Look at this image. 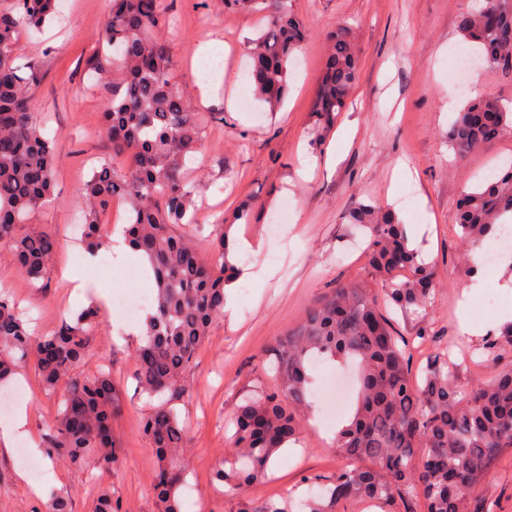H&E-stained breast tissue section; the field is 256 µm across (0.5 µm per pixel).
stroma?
Listing matches in <instances>:
<instances>
[{
    "label": "stroma",
    "mask_w": 512,
    "mask_h": 512,
    "mask_svg": "<svg viewBox=\"0 0 512 512\" xmlns=\"http://www.w3.org/2000/svg\"><path fill=\"white\" fill-rule=\"evenodd\" d=\"M165 37L174 61V80L188 90L204 116L202 146L188 168L197 185L199 221L179 226L194 240L203 258L219 224L230 226V262L237 274L226 289L223 318L211 327L189 375V395L174 408L189 430L187 475L179 490L183 512H235L236 500L224 494L213 474L231 452L224 424L237 404L268 381L275 342L293 333L306 313L332 288L354 283L373 295L385 287L360 249L361 233L348 224V212L361 203L394 209L410 242L435 271L434 298L423 319L441 344L451 347L461 367L457 380L468 388L495 368L512 365V350L489 355L485 331L492 314L471 299V315L482 335L461 339L458 307L473 280L501 288L512 268L470 274L468 247L454 227L460 194L476 185L489 167L512 166V131L489 146L458 153L448 143L454 118L446 104L462 109L470 93L461 91L449 70L453 55L466 43L457 18L479 8L482 0H288L308 36L291 68L289 90L277 110L257 98H244L240 74L247 68L246 47L269 21V14L224 9L220 0H167ZM61 24L37 33L22 32L16 62L39 73L31 105L52 139L57 157L56 183L49 203L28 222L50 232L57 244L47 275L32 280L14 264L7 242L0 241V291L17 299L34 335L56 331L82 309L97 304L98 292L115 294L144 282L140 265L99 264L84 269L80 186L94 167L111 158L116 171L127 166L113 155L99 133V114L111 85L92 84L85 60L97 46L111 0H62ZM350 27L360 60V79L335 125L317 133L311 112L323 72L329 40L338 25ZM209 44L224 59L221 80L201 77L194 50ZM411 182H403L400 163ZM288 219L278 232L270 226L280 213ZM269 268L271 278L252 279ZM112 309L95 331L84 375L112 372L122 411L112 424L119 457L112 471L69 467L48 455L45 437L58 415V397L40 385L34 364L13 384L23 392L27 416L20 443L42 459L47 478L34 486L16 451L0 452V512H45L50 490L67 493L72 512H91L100 490L109 489L124 512H157L148 489L157 467L139 424L153 408L137 392L132 374L137 339L114 334L124 321ZM349 368L327 360L311 368V407L298 445L280 451L265 481L246 495L265 499L292 494L303 499L304 477H326L340 461L330 447L329 428L318 414L330 402L329 382ZM481 491L495 512H512V449L502 451L482 480Z\"/></svg>",
    "instance_id": "stroma-1"
}]
</instances>
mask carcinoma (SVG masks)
Masks as SVG:
<instances>
[{
  "label": "carcinoma",
  "instance_id": "cac0c4a2",
  "mask_svg": "<svg viewBox=\"0 0 512 512\" xmlns=\"http://www.w3.org/2000/svg\"><path fill=\"white\" fill-rule=\"evenodd\" d=\"M275 3L271 24L250 44L247 71L252 92L272 111L288 93L294 53L307 38L288 11V0ZM57 13L58 0H13L0 10V240L10 244L17 268L33 280L51 266L55 240L44 230L19 234L16 226L48 203L56 161L30 105L37 74L15 65L14 52L22 30L38 31ZM167 24L165 0H112L87 67L104 82L119 72L100 112L99 132L129 165L119 174L101 163L79 194L85 249L108 248L99 216L121 200L128 208V243L153 273L154 305L135 353V380L141 394L158 404L140 427L157 461L150 493L161 512H182L178 489L184 466L178 461L188 431L172 401L187 395L194 356L213 322L224 316L233 266L224 232L211 241L208 262L191 239L175 232L177 225L191 223L196 186L184 169L200 150L201 125L191 95L173 82V57L159 37ZM458 32L487 65L512 68V0H483L480 9L459 17ZM358 79L353 32L342 25L331 38L312 106L319 128L333 125ZM511 130L512 112L480 95L448 126V142L467 153ZM507 213H512V169L465 192L455 226L478 248L497 237ZM347 220L364 232L369 267L386 282L384 300L407 316H422L433 294L434 270L409 244L396 212L362 204ZM399 272L406 276L396 278ZM99 325V309L91 305L57 331L35 338L18 304L0 294V385L33 360L42 387L60 403L45 440L48 453L74 468L91 461L110 471L117 463L112 418L122 409L119 391L109 373L79 376ZM486 345L491 353L512 348V322L495 330ZM413 349L399 343L379 298L354 284L333 289L310 309L296 334L274 347L270 382L238 405L232 418L237 456L215 479L238 500L237 512H292L290 498L253 501L243 492L267 476L278 450L299 439L298 408L306 403L308 368L316 358L355 363L358 393L355 411L333 443L343 465L326 480L308 479L321 491L301 501L305 512H346L351 501L387 512H494L475 487L503 449L512 448V366L464 392L456 382V364L442 352L427 358L422 378L413 376ZM120 509L106 489L97 495L93 512Z\"/></svg>",
  "mask_w": 512,
  "mask_h": 512
}]
</instances>
